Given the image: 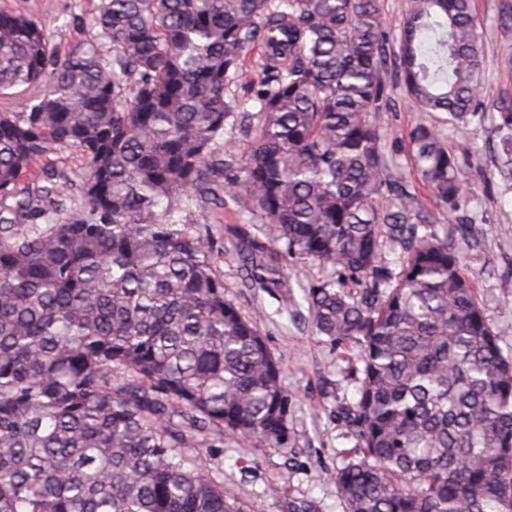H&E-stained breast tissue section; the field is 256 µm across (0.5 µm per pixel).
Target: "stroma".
I'll list each match as a JSON object with an SVG mask.
<instances>
[{
    "label": "stroma",
    "mask_w": 512,
    "mask_h": 512,
    "mask_svg": "<svg viewBox=\"0 0 512 512\" xmlns=\"http://www.w3.org/2000/svg\"><path fill=\"white\" fill-rule=\"evenodd\" d=\"M98 0H0V10L42 22L49 43L63 53L97 41L87 19ZM485 54L482 95L497 99L512 94V31L496 22V0H474ZM420 115L402 89H395L390 111L378 113L391 148L401 163L400 174L410 184L418 177L409 158L407 131ZM449 149L458 157L457 175L466 190L467 213L473 224L464 226L435 212L440 235L458 239L468 233L470 245L463 265L472 278L488 323L499 336L504 356L512 358V177L503 176L500 133L492 113L469 118L459 129H446ZM175 217L191 234L207 237L211 262L224 280V296L240 313L256 319L269 348L279 359L282 379L293 395L288 430L280 442H242L225 436L224 445L202 452L198 460L224 483L225 495L238 499L247 512H344L333 474L353 445L344 412L357 399L360 368L358 348L336 347L316 335L308 290L328 279L329 269L315 264L289 263L287 285L265 288L254 283L238 253L247 238L249 221L233 211L215 220L192 206Z\"/></svg>",
    "instance_id": "stroma-1"
}]
</instances>
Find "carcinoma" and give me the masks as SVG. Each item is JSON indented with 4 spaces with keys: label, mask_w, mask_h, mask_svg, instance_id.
<instances>
[{
    "label": "carcinoma",
    "mask_w": 512,
    "mask_h": 512,
    "mask_svg": "<svg viewBox=\"0 0 512 512\" xmlns=\"http://www.w3.org/2000/svg\"><path fill=\"white\" fill-rule=\"evenodd\" d=\"M497 18L512 30V0ZM88 22L112 50L62 56L0 12V95L46 86L0 108V512H244L190 452L279 440L291 396L208 239L173 218L184 204L248 217L263 286L283 287L289 258L356 285L308 293L316 333L363 364L333 477L345 512H512V359L464 272L467 239L438 235L374 119L395 43L406 93L443 113L409 146L455 216L444 130L486 109L472 0H409L394 40L381 0H100ZM242 89L257 109L240 150L225 134ZM492 110L512 157V96ZM58 146L85 159L76 197L53 170L17 193Z\"/></svg>",
    "instance_id": "obj_1"
}]
</instances>
